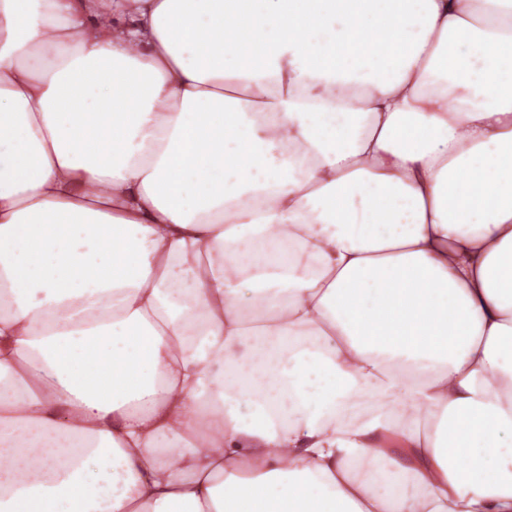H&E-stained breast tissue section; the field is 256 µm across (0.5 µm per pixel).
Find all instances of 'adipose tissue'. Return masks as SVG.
Returning <instances> with one entry per match:
<instances>
[{"mask_svg": "<svg viewBox=\"0 0 512 512\" xmlns=\"http://www.w3.org/2000/svg\"><path fill=\"white\" fill-rule=\"evenodd\" d=\"M0 512H512V0H0Z\"/></svg>", "mask_w": 512, "mask_h": 512, "instance_id": "obj_1", "label": "adipose tissue"}]
</instances>
